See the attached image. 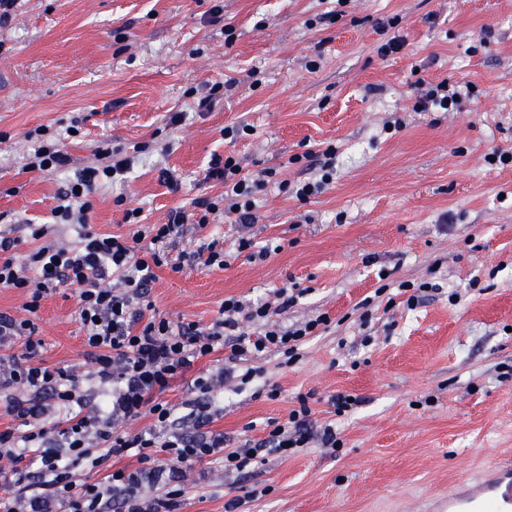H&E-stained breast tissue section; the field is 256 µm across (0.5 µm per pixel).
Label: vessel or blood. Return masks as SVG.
I'll list each match as a JSON object with an SVG mask.
<instances>
[{"label":"vessel or blood","instance_id":"vessel-or-blood-1","mask_svg":"<svg viewBox=\"0 0 512 512\" xmlns=\"http://www.w3.org/2000/svg\"><path fill=\"white\" fill-rule=\"evenodd\" d=\"M490 480L466 479L465 487L448 493L447 512H512V462L493 466Z\"/></svg>","mask_w":512,"mask_h":512}]
</instances>
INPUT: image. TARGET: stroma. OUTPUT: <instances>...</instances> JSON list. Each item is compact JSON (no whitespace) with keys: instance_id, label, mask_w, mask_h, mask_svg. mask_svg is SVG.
<instances>
[{"instance_id":"35a3bbf8","label":"stroma","mask_w":512,"mask_h":512,"mask_svg":"<svg viewBox=\"0 0 512 512\" xmlns=\"http://www.w3.org/2000/svg\"><path fill=\"white\" fill-rule=\"evenodd\" d=\"M392 34L402 47L380 55ZM444 79L471 83L473 98L458 112L415 111ZM215 83L222 98L199 108ZM238 124L250 132L225 138ZM41 125L76 127L64 148L77 167L105 140L148 144L126 182L92 195L88 222L103 234L132 233L129 209L163 224L222 195L206 177L213 155L255 179L275 170L249 227L184 224L150 291L157 316L206 327L225 299L271 302L288 287L301 295L277 323L330 319L294 362L268 353L227 380L220 351L172 381L163 398L183 430L206 373L213 427L235 445L258 443L303 403L315 435L241 471L194 463L177 512H441L459 478L512 459V167L488 161L512 152V0H18L0 28V234L26 251L28 222L59 243L76 237L52 214L66 174L23 168ZM329 146L336 173L321 194L280 191L319 178L296 157ZM203 237L223 242L224 267L180 265ZM242 237L271 255L249 259ZM403 281L422 286L414 307L396 292ZM76 307L65 287L42 299L43 365L82 366ZM340 395L357 399L342 415ZM327 426L339 447L322 445Z\"/></svg>"}]
</instances>
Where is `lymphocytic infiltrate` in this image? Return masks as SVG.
Wrapping results in <instances>:
<instances>
[{"label": "lymphocytic infiltrate", "instance_id": "f902f5d3", "mask_svg": "<svg viewBox=\"0 0 512 512\" xmlns=\"http://www.w3.org/2000/svg\"><path fill=\"white\" fill-rule=\"evenodd\" d=\"M96 155L95 164L73 170L53 210L57 223L72 226L73 245L49 242L46 226L31 224L28 236L38 246L19 262L13 256L19 238L0 235V288L30 293L26 317L0 314V349L11 351L8 366L0 367V392H7L6 412L16 422L0 430V460L8 462L0 467V512H176L193 462L217 454L225 467L240 471L251 456L223 434L210 432L213 385L204 373L193 381L195 431H175V409L162 399L171 380L224 348L230 351L224 369L229 377L235 362L269 350L294 361L302 343L329 323L323 314L291 326L271 323L273 311H286L298 298L286 287L277 292L274 307L247 308L226 299L206 328L153 314L151 285L157 268L169 263L162 245L181 232L187 216L173 209L167 223L141 225L129 240L92 231L86 222L91 195L101 183L125 180L133 165L131 156L107 141ZM207 176L222 182L225 191L223 199L197 201L199 224H208L223 208L237 223H251L261 181L243 176L234 157L217 154ZM61 287L73 290L85 331L89 370L83 377L70 367H43L37 359L42 342L33 315L41 300ZM246 321L263 323V331H243ZM18 343L24 350L16 354L12 348ZM87 381L97 387L96 401L83 390ZM48 399L64 410L62 421L43 423ZM309 413L305 406L291 411L262 447L280 454L305 447L311 439ZM142 417L151 420L147 429H122L123 421ZM124 457L136 458L137 468L112 471L94 483L75 479L80 464L98 468Z\"/></svg>", "mask_w": 512, "mask_h": 512}]
</instances>
